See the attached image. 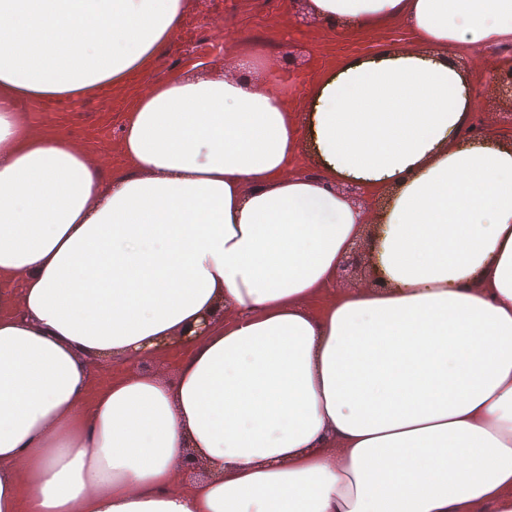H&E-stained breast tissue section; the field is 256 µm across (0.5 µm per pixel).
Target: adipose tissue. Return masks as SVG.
<instances>
[{
	"instance_id": "adipose-tissue-1",
	"label": "adipose tissue",
	"mask_w": 512,
	"mask_h": 512,
	"mask_svg": "<svg viewBox=\"0 0 512 512\" xmlns=\"http://www.w3.org/2000/svg\"><path fill=\"white\" fill-rule=\"evenodd\" d=\"M307 6L407 46L296 95L232 41L138 92L192 0H0V512H512V146L454 137L512 0ZM105 85L107 179L18 108ZM345 177L396 193L387 287L336 282L372 220Z\"/></svg>"
}]
</instances>
